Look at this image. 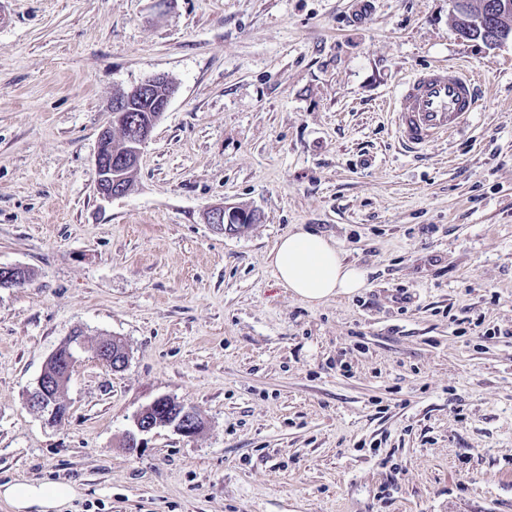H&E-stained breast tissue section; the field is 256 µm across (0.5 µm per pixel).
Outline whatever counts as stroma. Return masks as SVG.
<instances>
[{
	"label": "stroma",
	"instance_id": "35a3bbf8",
	"mask_svg": "<svg viewBox=\"0 0 512 512\" xmlns=\"http://www.w3.org/2000/svg\"><path fill=\"white\" fill-rule=\"evenodd\" d=\"M453 0H0V485L68 512H512V41ZM465 62L463 133L404 152L387 104ZM175 92L125 195L94 156L118 93ZM255 212L241 232L213 206ZM367 273L307 305L268 254L295 226ZM50 425L26 401L74 331ZM120 339L119 372L94 345ZM169 397L193 436L132 417ZM158 408L156 400L144 406L133 416V430L129 431L128 437L130 438L129 451H136L138 448L144 447V438L142 436L150 433L153 429L158 427L172 426L181 433L192 436L197 431L196 424L199 421L192 411L202 420L199 413L192 408L182 407L183 412L178 416L174 414H163L161 416H154L153 411ZM192 410V411H190ZM187 415L193 417H187ZM3 495L17 510L40 507L39 512L59 510L74 495V488L67 482L36 483L18 482L6 486Z\"/></svg>",
	"mask_w": 512,
	"mask_h": 512
}]
</instances>
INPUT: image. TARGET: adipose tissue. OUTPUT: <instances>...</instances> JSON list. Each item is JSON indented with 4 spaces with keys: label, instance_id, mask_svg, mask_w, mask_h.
<instances>
[{
    "label": "adipose tissue",
    "instance_id": "obj_1",
    "mask_svg": "<svg viewBox=\"0 0 512 512\" xmlns=\"http://www.w3.org/2000/svg\"><path fill=\"white\" fill-rule=\"evenodd\" d=\"M269 261L278 283L311 306L352 295L367 284L365 271L345 261L333 238L301 227L279 239ZM1 493L18 512L33 506L58 512L73 497L74 488L67 482H18Z\"/></svg>",
    "mask_w": 512,
    "mask_h": 512
}]
</instances>
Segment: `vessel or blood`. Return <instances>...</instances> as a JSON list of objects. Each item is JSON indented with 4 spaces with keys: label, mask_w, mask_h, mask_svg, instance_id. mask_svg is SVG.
Returning <instances> with one entry per match:
<instances>
[{
    "label": "vessel or blood",
    "mask_w": 512,
    "mask_h": 512,
    "mask_svg": "<svg viewBox=\"0 0 512 512\" xmlns=\"http://www.w3.org/2000/svg\"><path fill=\"white\" fill-rule=\"evenodd\" d=\"M478 102L477 81L463 67H421L403 83L393 100L396 137L413 152L447 140L469 124Z\"/></svg>",
    "instance_id": "vessel-or-blood-1"
}]
</instances>
